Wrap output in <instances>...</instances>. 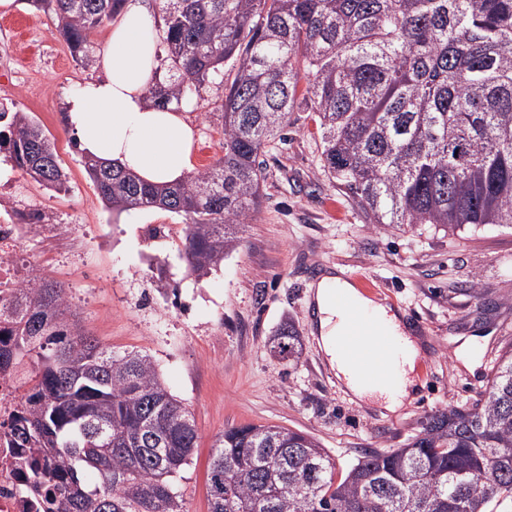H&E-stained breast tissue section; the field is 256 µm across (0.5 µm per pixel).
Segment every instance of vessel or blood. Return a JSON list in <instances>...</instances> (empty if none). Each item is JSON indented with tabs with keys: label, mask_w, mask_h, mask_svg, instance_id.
Returning a JSON list of instances; mask_svg holds the SVG:
<instances>
[{
	"label": "vessel or blood",
	"mask_w": 512,
	"mask_h": 512,
	"mask_svg": "<svg viewBox=\"0 0 512 512\" xmlns=\"http://www.w3.org/2000/svg\"><path fill=\"white\" fill-rule=\"evenodd\" d=\"M335 301L338 307L347 311L349 317L347 333L340 339L342 351L354 359L368 382L386 387L397 384L396 373L389 365V355L394 347L392 337L352 308L344 294H336Z\"/></svg>",
	"instance_id": "vessel-or-blood-1"
}]
</instances>
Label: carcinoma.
I'll use <instances>...</instances> for the list:
<instances>
[{"mask_svg": "<svg viewBox=\"0 0 512 512\" xmlns=\"http://www.w3.org/2000/svg\"><path fill=\"white\" fill-rule=\"evenodd\" d=\"M50 14L76 61L125 0H26ZM159 38L169 79L155 103L183 101L224 71L222 157L155 185L85 157L113 211L187 220L181 258L205 275L240 243L266 179L261 157L306 106L324 170L369 220L451 233L512 229V0H167ZM306 81L298 93L300 81ZM0 148L43 187L66 189L55 149L27 112L0 108ZM66 288L40 276L12 301L15 340L0 368L35 365L14 442L64 512H184L177 482L197 447L194 420L149 355H116L64 321ZM297 361L300 337L271 340ZM211 512H494L512 500V346L472 405L448 406L401 448L337 468L313 435L271 424L224 430L208 468Z\"/></svg>", "mask_w": 512, "mask_h": 512, "instance_id": "cac0c4a2", "label": "carcinoma"}]
</instances>
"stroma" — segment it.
<instances>
[{
	"label": "stroma",
	"instance_id": "obj_1",
	"mask_svg": "<svg viewBox=\"0 0 512 512\" xmlns=\"http://www.w3.org/2000/svg\"><path fill=\"white\" fill-rule=\"evenodd\" d=\"M2 28L11 30L20 64L0 71V103L32 113L69 183L64 192L46 190L0 151V195L20 188L73 236L58 253L38 237L24 245L29 259L65 286L66 322L112 353L149 355L194 419L199 439L183 471L184 512H210L208 466L225 429L270 423L303 431L345 464L365 448L402 447L431 414L478 399L498 354L512 344L511 230L488 226L452 236L428 224H371L324 171L316 130L295 112L287 144L265 157L261 202L238 247L196 276L179 257L183 217L157 208L112 211L84 170L66 100L96 69L80 66L53 19L24 0L0 6ZM223 96L215 79L186 105L196 127L195 169L222 155ZM319 265L369 278L377 299L417 319V393L396 412L348 394L320 352L310 277ZM475 287L482 299L473 297ZM285 328L301 339L299 361L270 351V338Z\"/></svg>",
	"mask_w": 512,
	"mask_h": 512
}]
</instances>
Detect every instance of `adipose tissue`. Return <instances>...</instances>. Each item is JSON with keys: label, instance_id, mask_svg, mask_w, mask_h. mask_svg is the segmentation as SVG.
<instances>
[{"label": "adipose tissue", "instance_id": "ef3b65f1", "mask_svg": "<svg viewBox=\"0 0 512 512\" xmlns=\"http://www.w3.org/2000/svg\"><path fill=\"white\" fill-rule=\"evenodd\" d=\"M158 35L152 16L141 0H127L119 21L97 56L99 74L67 101V123L80 149L88 156L122 167L153 184H171L187 178L195 140L182 108L159 107L149 93L159 78ZM343 292L366 318L390 329L398 340L393 364L401 383L393 388L369 387L352 373V362L342 357L336 339L348 320L335 302ZM315 329L318 345L336 376L357 398L396 411L415 385L410 374L421 354L390 306L361 294L342 269L324 272L315 285Z\"/></svg>", "mask_w": 512, "mask_h": 512}]
</instances>
